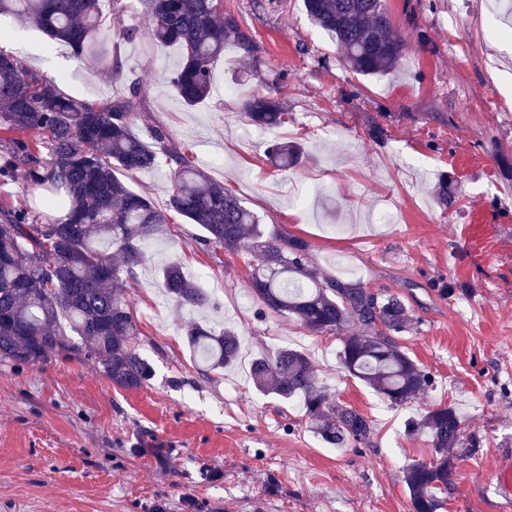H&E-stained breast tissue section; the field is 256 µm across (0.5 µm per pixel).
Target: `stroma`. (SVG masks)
I'll return each mask as SVG.
<instances>
[{"label": "stroma", "mask_w": 512, "mask_h": 512, "mask_svg": "<svg viewBox=\"0 0 512 512\" xmlns=\"http://www.w3.org/2000/svg\"><path fill=\"white\" fill-rule=\"evenodd\" d=\"M220 2L256 49L226 45L215 92L193 107L166 80L178 48L151 42L139 0L103 2L106 18L137 31L112 41L120 75L98 74L5 16L0 50L80 100L142 80L135 135L151 146L165 128L170 147L269 231L307 241L309 268L400 298L413 322L396 340L432 384L390 406L342 369L339 334L310 332L254 300L237 309L246 253L205 246L200 226L174 214L125 296L153 367L147 385L115 388L82 355L0 360V512H409L403 471L432 448L406 423L439 404L455 406L478 442L456 459L441 512H512V12L503 0H385L404 57L363 76L302 0ZM271 92L288 112L272 132L245 116L249 98ZM277 137L303 148L290 169L265 159ZM392 210L399 222L376 223ZM170 260L211 308L180 310L163 294ZM192 322L235 328L250 357L306 353L318 384L371 420L370 440L329 447L296 403L257 392L247 367L207 370L187 346Z\"/></svg>", "instance_id": "obj_1"}]
</instances>
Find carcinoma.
<instances>
[{"label":"carcinoma","mask_w":512,"mask_h":512,"mask_svg":"<svg viewBox=\"0 0 512 512\" xmlns=\"http://www.w3.org/2000/svg\"><path fill=\"white\" fill-rule=\"evenodd\" d=\"M148 35L161 47L176 45L181 60L169 82L193 107L213 91L212 65L235 43L253 51L250 36L215 0H142ZM309 19L336 37L347 65L362 75L384 74L401 63L404 41L394 32L383 0H304ZM0 15L38 28L50 41L88 54L101 71L120 69L101 45L105 25L101 0H0ZM143 100L139 80L125 94L82 101L63 92L59 81L0 50V131L14 134L0 155V177L24 170L28 182L45 188L42 210L29 205L0 210V359L35 364L62 352L94 358L112 385L138 389L153 368L137 348L139 329L124 288L144 260L143 245L168 231V212L199 225L208 246L250 255V293L268 311L314 332L356 331L342 338L339 363L392 406L417 398L431 376L398 344L411 315L397 297L355 284L343 286L307 265V243L269 232L259 217L223 183L189 157L166 147L170 134L154 131L161 151L133 133ZM248 120L279 128L288 113L274 97L246 103ZM37 136L21 138L30 132ZM301 147L274 142L270 162L281 170L298 163ZM166 166V208L129 188L119 173ZM168 297L179 308H200L208 296L177 262L162 270ZM193 356L215 371L234 365L240 341L230 327L220 331L190 326ZM255 386L283 401L300 400L313 432L333 447L366 442L371 421L336 394L318 385L310 358L283 348L259 354L250 364ZM434 448L433 459L404 470L411 512H437L454 468L451 448L464 445L456 409L438 405L410 423Z\"/></svg>","instance_id":"carcinoma-1"}]
</instances>
